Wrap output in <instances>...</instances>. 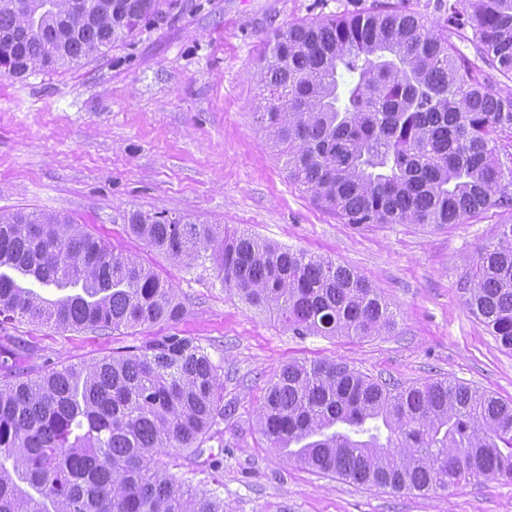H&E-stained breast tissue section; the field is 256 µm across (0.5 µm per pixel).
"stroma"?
Here are the masks:
<instances>
[{"label": "stroma", "instance_id": "obj_1", "mask_svg": "<svg viewBox=\"0 0 512 512\" xmlns=\"http://www.w3.org/2000/svg\"><path fill=\"white\" fill-rule=\"evenodd\" d=\"M384 4L446 27L437 0H167L97 57L21 77L0 72V213L86 225L153 267L184 308L178 322L114 332L18 319L0 329L25 344L7 366L35 373L88 363L174 333L201 343L224 368L231 406L201 476L224 512H512L511 482L428 495L362 487L289 460L257 426L269 382L291 360L336 359L404 387L448 379L512 401V351L470 312L461 288L512 207L443 227L343 223L289 179L256 119L259 66L277 32ZM136 210L334 258L379 290L396 325L366 338L292 335L225 290L211 267L186 266L131 235Z\"/></svg>", "mask_w": 512, "mask_h": 512}]
</instances>
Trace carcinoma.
<instances>
[{
	"instance_id": "obj_1",
	"label": "carcinoma",
	"mask_w": 512,
	"mask_h": 512,
	"mask_svg": "<svg viewBox=\"0 0 512 512\" xmlns=\"http://www.w3.org/2000/svg\"><path fill=\"white\" fill-rule=\"evenodd\" d=\"M165 0H0L9 74L96 55L160 13ZM471 24L484 65L512 81V0H439ZM257 119L283 148L289 177L346 224H460L512 205V92L407 8L314 21L277 34L260 71ZM129 230L187 265L210 262L250 307L296 336L369 337L394 325L360 274L245 233L133 211ZM0 324L118 331L173 323L175 288L132 254L66 218L0 213ZM78 288L54 301L37 289ZM472 314L512 350V221L472 261ZM224 368L169 334L80 365L0 381V512H224L195 482L196 459L227 415ZM272 447L359 485L422 494L464 481H512V403L463 383L398 387L334 360L290 361L258 414ZM166 453L174 459L164 462ZM181 467L177 476L170 466Z\"/></svg>"
}]
</instances>
